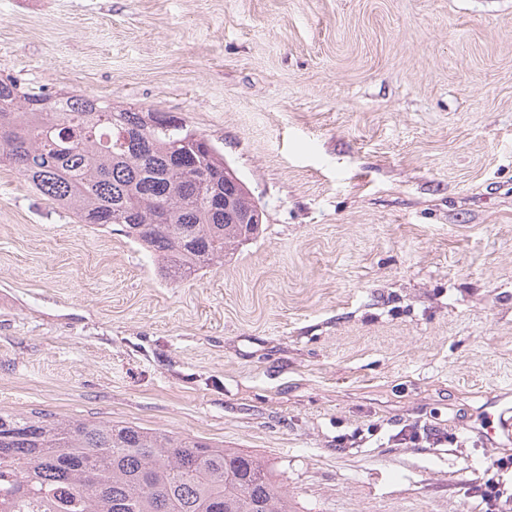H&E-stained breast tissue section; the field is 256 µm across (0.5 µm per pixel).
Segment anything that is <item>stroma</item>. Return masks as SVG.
I'll return each instance as SVG.
<instances>
[{
  "label": "stroma",
  "mask_w": 512,
  "mask_h": 512,
  "mask_svg": "<svg viewBox=\"0 0 512 512\" xmlns=\"http://www.w3.org/2000/svg\"><path fill=\"white\" fill-rule=\"evenodd\" d=\"M0 76L182 117L262 213L170 282L0 167L1 410L224 443L295 512L512 491L479 433L512 388V0H0Z\"/></svg>",
  "instance_id": "1"
}]
</instances>
